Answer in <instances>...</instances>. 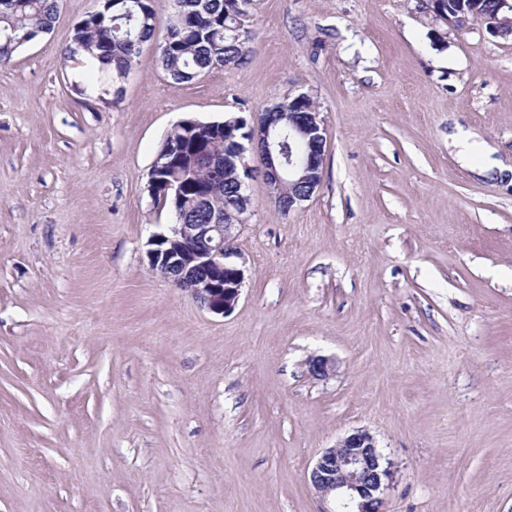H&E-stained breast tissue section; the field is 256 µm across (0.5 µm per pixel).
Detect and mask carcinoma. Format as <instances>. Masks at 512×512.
<instances>
[{
    "label": "carcinoma",
    "instance_id": "1",
    "mask_svg": "<svg viewBox=\"0 0 512 512\" xmlns=\"http://www.w3.org/2000/svg\"><path fill=\"white\" fill-rule=\"evenodd\" d=\"M157 0H129L130 10L115 5L92 11L75 28L72 43L82 45L80 93L103 88L117 90L132 68L143 44L158 43L159 61L172 81L190 83L211 70L235 64L251 40L247 18L252 0H168L171 17L163 38L156 33ZM57 0H0V64L19 51L17 40L29 41L49 33ZM247 119L228 115L222 120L194 118L173 127L158 152L170 162L154 173L158 185L147 184L149 197L169 207L179 224H211L235 197V179L206 166L223 159L246 131ZM180 182L178 199L159 195L163 184Z\"/></svg>",
    "mask_w": 512,
    "mask_h": 512
}]
</instances>
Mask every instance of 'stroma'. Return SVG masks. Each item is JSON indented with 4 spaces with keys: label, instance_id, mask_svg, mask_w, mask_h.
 <instances>
[{
    "label": "stroma",
    "instance_id": "1",
    "mask_svg": "<svg viewBox=\"0 0 512 512\" xmlns=\"http://www.w3.org/2000/svg\"><path fill=\"white\" fill-rule=\"evenodd\" d=\"M96 0L0 65V512H329L316 457L357 428L384 512H512V36L417 0H253L243 60L178 84L144 44L121 100L65 59ZM299 93L322 180L282 212L256 153L233 310L153 273L146 191L173 124ZM334 358L311 377L306 360ZM455 130L456 132L448 135V143L460 147L468 153L477 150L485 158L484 167L481 169L482 174L492 172L495 169L500 172L512 170V165L510 166L502 158L493 157L492 155L497 153V150L484 141H478V136L475 133L463 129L459 124H456Z\"/></svg>",
    "mask_w": 512,
    "mask_h": 512
}]
</instances>
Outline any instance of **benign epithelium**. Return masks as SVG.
I'll use <instances>...</instances> for the list:
<instances>
[{"label":"benign epithelium","mask_w":512,"mask_h":512,"mask_svg":"<svg viewBox=\"0 0 512 512\" xmlns=\"http://www.w3.org/2000/svg\"><path fill=\"white\" fill-rule=\"evenodd\" d=\"M443 0H429L422 13L432 22L462 31L478 20L486 31L498 37L512 35V0H497L487 8L484 0H463L460 8L442 12ZM308 94L288 96L250 124L245 142L238 144L229 168L235 174H251L243 154L251 147L264 166L269 197L277 205L292 210L310 199L321 183L327 129L320 112L308 106ZM304 142L300 154H283V141ZM238 190L234 207L224 210L223 218L212 224H169L166 230L149 237L147 251L152 271L186 290L204 309L224 315L239 299L246 280V262L234 246L237 228L245 221L250 207L246 182L236 179ZM308 373L326 379L336 371L335 360L318 356L306 361ZM392 477L389 460L377 446L374 436L357 429L323 450L309 472L316 494L337 503L339 512H383V491Z\"/></svg>","instance_id":"1"}]
</instances>
